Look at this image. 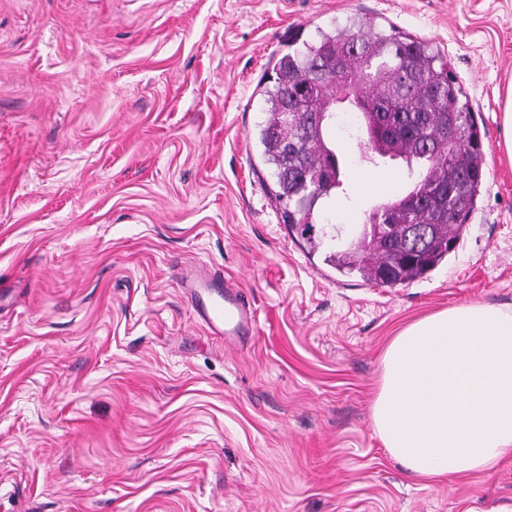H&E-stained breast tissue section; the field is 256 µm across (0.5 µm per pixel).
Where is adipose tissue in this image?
<instances>
[{
    "mask_svg": "<svg viewBox=\"0 0 512 512\" xmlns=\"http://www.w3.org/2000/svg\"><path fill=\"white\" fill-rule=\"evenodd\" d=\"M372 422L417 480L487 472L512 456V313L462 304L404 328L384 352Z\"/></svg>",
    "mask_w": 512,
    "mask_h": 512,
    "instance_id": "1",
    "label": "adipose tissue"
}]
</instances>
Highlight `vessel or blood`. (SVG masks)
<instances>
[{"label": "vessel or blood", "instance_id": "1", "mask_svg": "<svg viewBox=\"0 0 512 512\" xmlns=\"http://www.w3.org/2000/svg\"><path fill=\"white\" fill-rule=\"evenodd\" d=\"M182 286L198 318L212 335L240 342L257 334L256 311L243 289L225 283L203 267L190 271Z\"/></svg>", "mask_w": 512, "mask_h": 512}]
</instances>
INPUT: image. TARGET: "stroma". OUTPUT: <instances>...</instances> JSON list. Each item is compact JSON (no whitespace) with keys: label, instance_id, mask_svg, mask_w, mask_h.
Returning a JSON list of instances; mask_svg holds the SVG:
<instances>
[{"label":"stroma","instance_id":"obj_1","mask_svg":"<svg viewBox=\"0 0 512 512\" xmlns=\"http://www.w3.org/2000/svg\"><path fill=\"white\" fill-rule=\"evenodd\" d=\"M356 17L438 47L485 132L455 252L398 288L289 230L259 141L275 62ZM511 84L512 0H0V512H512V457L417 482L371 417L392 336L512 310ZM335 138L346 188L315 221L346 233L410 178ZM195 262L257 335L206 332Z\"/></svg>","mask_w":512,"mask_h":512}]
</instances>
